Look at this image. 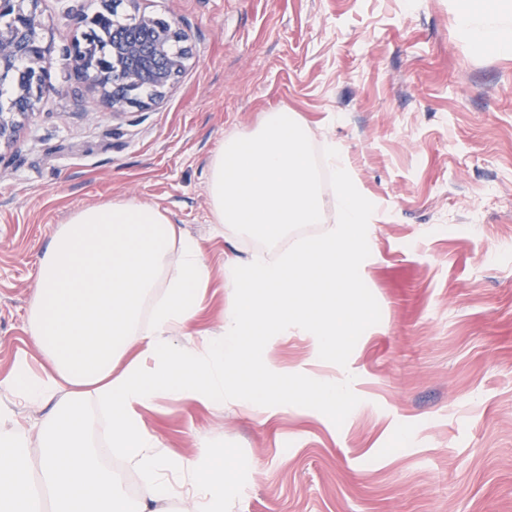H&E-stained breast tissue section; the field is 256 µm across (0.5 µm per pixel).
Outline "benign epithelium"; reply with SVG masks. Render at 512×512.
<instances>
[{
	"instance_id": "obj_1",
	"label": "benign epithelium",
	"mask_w": 512,
	"mask_h": 512,
	"mask_svg": "<svg viewBox=\"0 0 512 512\" xmlns=\"http://www.w3.org/2000/svg\"><path fill=\"white\" fill-rule=\"evenodd\" d=\"M38 0H0V14L13 23L0 28V85L10 83L14 96L9 107L0 105V145L10 144L18 127L16 117L32 114L35 101L45 87L41 58L50 52L42 36L37 14ZM175 23L146 14L137 15V26L115 32L112 43L87 53V35L64 49L63 60L75 80L98 92L117 114L126 106L141 105V84L150 85L153 95L169 89L184 69V58L172 53L167 33Z\"/></svg>"
}]
</instances>
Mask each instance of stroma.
Segmentation results:
<instances>
[{
  "mask_svg": "<svg viewBox=\"0 0 512 512\" xmlns=\"http://www.w3.org/2000/svg\"><path fill=\"white\" fill-rule=\"evenodd\" d=\"M459 0H122L176 21L185 68L115 116L69 78L62 49L88 0H39L54 44L17 140L0 148V378L19 352L38 262L75 211L134 199L198 238L210 271L192 331L227 309L224 258L315 239L294 224L256 246L212 222L209 163L225 136L288 109L313 153L335 144L372 210L355 265L362 317L341 358L267 339L272 368L349 384L350 404L273 417L156 400L166 456L224 463V512H512V56L457 31Z\"/></svg>",
  "mask_w": 512,
  "mask_h": 512,
  "instance_id": "stroma-1",
  "label": "stroma"
}]
</instances>
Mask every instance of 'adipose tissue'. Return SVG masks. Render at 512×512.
Instances as JSON below:
<instances>
[{"label":"adipose tissue","mask_w":512,"mask_h":512,"mask_svg":"<svg viewBox=\"0 0 512 512\" xmlns=\"http://www.w3.org/2000/svg\"><path fill=\"white\" fill-rule=\"evenodd\" d=\"M454 25L468 39L512 55V0L490 10L462 5ZM322 163L337 186V210L327 217L307 125L285 110L271 112L254 131L225 137L209 164L215 223L233 224L275 242L291 224H328L325 236L304 240L278 256L227 258L230 307L218 338L198 347L176 345L201 310L210 279L198 241L164 210L115 200L75 211L55 230L38 264L26 331L40 357V376L18 358L0 380V395L49 405L38 439L0 412V512H40L39 488L54 512H127L121 479L95 461L85 406L112 413L110 441L144 479L154 501L169 498L159 473L169 460L140 412L160 398L208 405L232 396L266 413L289 402L326 407L347 399L336 381L302 383L272 370L256 374L257 341L276 330L313 336L318 350L340 352L336 290L363 249L358 225L369 206L355 189L335 147ZM63 402H56V395ZM42 452L31 459L29 448ZM207 449L183 468L194 482L199 512H223L224 470L207 464ZM39 481H32L31 469Z\"/></svg>","instance_id":"1"}]
</instances>
